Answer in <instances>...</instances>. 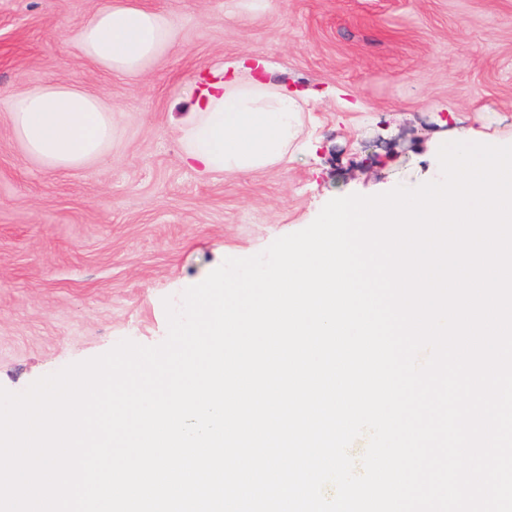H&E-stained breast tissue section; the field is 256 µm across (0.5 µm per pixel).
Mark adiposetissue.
Instances as JSON below:
<instances>
[{
    "label": "adipose tissue",
    "instance_id": "adipose-tissue-1",
    "mask_svg": "<svg viewBox=\"0 0 512 512\" xmlns=\"http://www.w3.org/2000/svg\"><path fill=\"white\" fill-rule=\"evenodd\" d=\"M178 25L138 0H103L77 35L80 54L108 71L137 76L170 49ZM301 105L256 79L209 82L192 97L179 128L183 158L203 172L238 174L288 159ZM111 104L80 88L46 84L16 93L10 124L28 155L50 167L78 168L112 139Z\"/></svg>",
    "mask_w": 512,
    "mask_h": 512
}]
</instances>
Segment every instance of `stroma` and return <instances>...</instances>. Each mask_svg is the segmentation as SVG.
<instances>
[{"instance_id": "35a3bbf8", "label": "stroma", "mask_w": 512, "mask_h": 512, "mask_svg": "<svg viewBox=\"0 0 512 512\" xmlns=\"http://www.w3.org/2000/svg\"><path fill=\"white\" fill-rule=\"evenodd\" d=\"M174 14L175 48L129 79L86 62L99 0H0V387L25 390L123 339L167 335L180 301L229 257L307 227L340 195L418 186L461 129L512 141V0H141ZM261 76L304 108L287 163L199 174L180 91L214 68ZM49 83L116 106L112 141L77 169L28 158L13 94Z\"/></svg>"}]
</instances>
